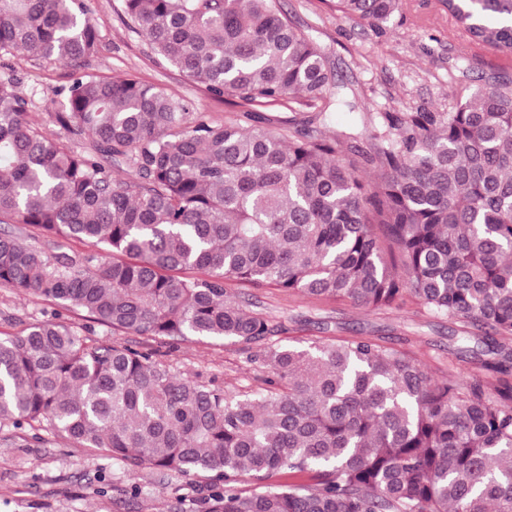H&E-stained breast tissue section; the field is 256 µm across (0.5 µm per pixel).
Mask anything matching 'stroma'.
<instances>
[{"instance_id":"stroma-1","label":"stroma","mask_w":512,"mask_h":512,"mask_svg":"<svg viewBox=\"0 0 512 512\" xmlns=\"http://www.w3.org/2000/svg\"><path fill=\"white\" fill-rule=\"evenodd\" d=\"M100 23V51L86 73L132 77L192 102L211 119L236 118L238 109L215 100L205 88L173 66L156 61L123 12V0H89ZM281 8L325 52L337 77L348 87L355 111H330L328 127L351 125L357 113L425 109L446 112L463 89H475L478 77H512V55L473 42L448 15L440 0H401L381 28L344 17L330 0H280ZM15 71L18 90L31 103L29 119L54 132L50 115L61 108L54 94L67 83L70 67L25 54L0 55V75ZM228 293L250 311L278 323L276 340L305 347L355 336L381 338L415 355L438 379H459L478 372L477 359L459 353L460 327L430 314L413 297L392 306L367 309L348 301L312 299L276 288L256 289L230 282ZM51 305L0 287V337L19 333L50 315ZM161 354L182 375L231 393H249L262 385V370L250 363L245 345L191 337ZM41 446L0 440V512H201L206 478L186 479L150 469L131 471L120 460L49 434ZM138 484L142 492L130 497Z\"/></svg>"}]
</instances>
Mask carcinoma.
Returning a JSON list of instances; mask_svg holds the SVG:
<instances>
[{
    "instance_id": "carcinoma-1",
    "label": "carcinoma",
    "mask_w": 512,
    "mask_h": 512,
    "mask_svg": "<svg viewBox=\"0 0 512 512\" xmlns=\"http://www.w3.org/2000/svg\"><path fill=\"white\" fill-rule=\"evenodd\" d=\"M123 2L158 58L247 110L218 122L163 88L83 72L100 45L88 0H0V52L71 67L51 119L74 142L33 127L0 78V224L51 244L1 233L0 287L59 307L0 337V426L204 476V512H512V78L448 112H363L329 134L320 112L285 142L257 108L332 88L336 108L355 105L276 0ZM442 3L471 40L512 54V0ZM398 5L335 3L371 26ZM360 167L378 172L373 189ZM228 281L366 308L412 295L498 356L495 379L438 380L372 337L282 346ZM66 311L158 343L245 344L262 387L228 394L152 348L91 344ZM282 470L313 484L239 488Z\"/></svg>"
}]
</instances>
